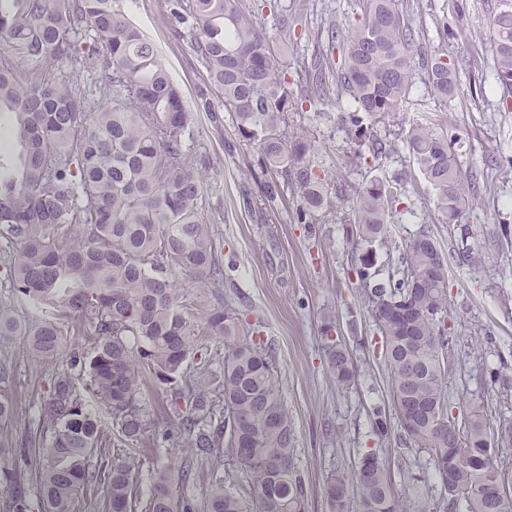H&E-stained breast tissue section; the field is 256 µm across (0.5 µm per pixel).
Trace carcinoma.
I'll return each mask as SVG.
<instances>
[{
	"mask_svg": "<svg viewBox=\"0 0 512 512\" xmlns=\"http://www.w3.org/2000/svg\"><path fill=\"white\" fill-rule=\"evenodd\" d=\"M186 25L205 74L200 106L215 97L265 167L291 185L300 220L331 209L329 186L314 168L311 144L290 133L286 116L298 98L288 87L285 49L301 11L282 12L273 28L257 0H169ZM360 16L328 30L331 50L302 59L304 101L354 105L356 136L363 112L383 123L409 100L415 61L431 94L448 102L459 62L427 52L415 30L413 0H358ZM0 116L19 146L0 158V239L6 283L37 316L23 324L0 305V338L22 334L38 356H53L64 326L90 354L73 352L55 376L36 431L18 448L11 368L0 364V512H305L307 490L295 468L292 416L276 360L260 330L246 329L232 309L188 300L185 281L224 284L210 206L198 164H206L195 113L157 50L119 0H0ZM493 78L512 94V4L489 18ZM26 67L20 77L18 65ZM412 164L434 191L448 224L474 195L463 170L460 138L427 120L403 138ZM347 236L355 244L387 235L401 189L373 179L355 191ZM387 280L366 285L364 302L381 335L404 440L425 450L440 478V512H505L490 485L502 481L490 425L479 410L457 420L448 404L446 367L448 261L429 227L396 246ZM224 337L223 369L199 367L190 355ZM336 385L356 376L341 341L327 343ZM90 378L98 404L112 412L113 441L76 386ZM163 386L178 412L188 448L158 466L133 451L151 442L142 406L146 379ZM152 489H141L142 473ZM202 486L200 495L192 489ZM331 512H410L385 465L364 455L351 473L325 487Z\"/></svg>",
	"mask_w": 512,
	"mask_h": 512,
	"instance_id": "1",
	"label": "carcinoma"
}]
</instances>
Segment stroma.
Returning <instances> with one entry per match:
<instances>
[{"mask_svg": "<svg viewBox=\"0 0 512 512\" xmlns=\"http://www.w3.org/2000/svg\"><path fill=\"white\" fill-rule=\"evenodd\" d=\"M502 0H418L416 27L427 31L432 45L448 59L463 56L472 67L460 72L457 94L441 103L416 84L396 116L376 125L378 138L398 142V150L368 162L355 156V129L332 104L302 103L288 115V127L305 132L325 177L344 199L319 221L299 223L291 196L268 202L271 182L260 152L246 141L229 113L198 110L205 74L190 37L173 33L167 0H122L121 5L156 47L185 105L195 110L207 149L204 187L220 200L224 220L215 227L224 262V285L210 288L187 283L189 298L209 306H230L245 322L258 326L276 355L282 396L293 418L295 466L307 486V512H330L325 485L335 472L352 471L369 452L385 460L397 490L408 491L421 512H433L440 480L428 454L402 443L391 397L390 374L382 339L361 301L360 269L383 281L397 257L394 244L429 225L448 258L447 377L452 414L462 417L481 409L491 428L512 424V241L505 249L486 245L489 224L512 229V104L490 72L487 22ZM426 118L437 130L461 139L462 167L483 171L480 189L461 220L445 225L429 184L412 168L400 141L410 123ZM399 180L403 211L388 237L353 246L346 235L356 186L372 179ZM483 249L481 267L462 262L466 248ZM344 341L358 367L356 381L338 387L326 354L325 324ZM78 336H65L58 355L34 356L24 337L0 340V359L15 367L10 393L17 410L16 428L36 425L42 401L68 353L83 347ZM499 372L491 383L490 372ZM142 402L153 430L168 439L153 448L159 463L179 458L185 446L175 433L177 415L162 391L146 384ZM385 412L387 433H378L373 408Z\"/></svg>", "mask_w": 512, "mask_h": 512, "instance_id": "35a3bbf8", "label": "stroma"}]
</instances>
